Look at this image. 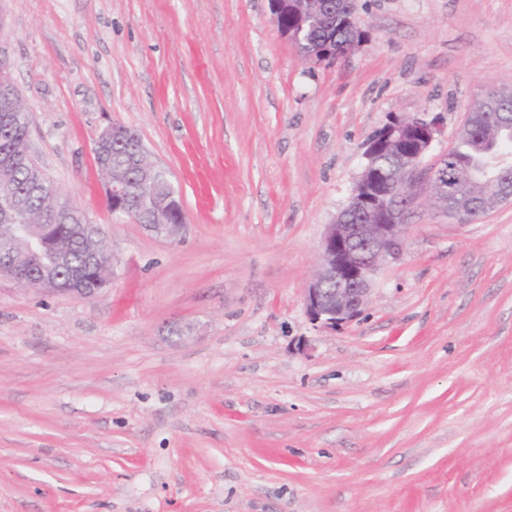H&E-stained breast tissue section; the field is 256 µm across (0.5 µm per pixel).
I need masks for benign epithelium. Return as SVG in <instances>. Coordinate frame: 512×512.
<instances>
[{
	"mask_svg": "<svg viewBox=\"0 0 512 512\" xmlns=\"http://www.w3.org/2000/svg\"><path fill=\"white\" fill-rule=\"evenodd\" d=\"M352 47L345 44L337 49L326 48L321 54L311 53L307 60L319 64L329 59L347 56ZM439 116L402 115L386 125L385 132L377 141L379 149H394L402 141L413 138V150L401 155L400 167L384 183L373 176L372 152L365 153L367 163L359 177L348 205L337 215L319 243L321 266L303 292V301L310 320L323 328L334 329L350 323L362 312L376 275L382 266L395 262L402 255V238L408 228L411 207L420 195L435 209L469 221L470 213L464 203L448 193L440 181V169L444 160L426 166L425 154L432 143L443 133ZM124 132L115 125L106 127L98 136L95 152L101 162H106L112 141L120 139ZM127 195L122 183L105 186L107 205L120 209L119 202ZM363 212L360 224L345 223V214ZM22 229L17 224L0 225V254L18 263L23 258L19 241ZM25 287L66 292L68 288L59 282L49 283L36 277L19 278Z\"/></svg>",
	"mask_w": 512,
	"mask_h": 512,
	"instance_id": "7a95c632",
	"label": "benign epithelium"
}]
</instances>
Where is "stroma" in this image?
Here are the masks:
<instances>
[{"label":"stroma","instance_id":"stroma-1","mask_svg":"<svg viewBox=\"0 0 512 512\" xmlns=\"http://www.w3.org/2000/svg\"><path fill=\"white\" fill-rule=\"evenodd\" d=\"M45 176L104 227L86 297L0 277V512H512V203L418 201L354 321L303 290L373 135L512 90V0H357L305 59L269 0H0ZM179 192L172 240L118 218L101 130ZM290 1H293L295 5L298 3V10L303 16L310 15L312 13L311 6L313 8V12L315 14L318 13L320 10L319 4L323 5L325 3L331 4L336 12L335 17L329 14L322 16V22L319 21L316 16V23L313 25L309 33V50L313 52L324 48L326 44L327 46L325 48L326 52L320 53L319 55H317L316 52H313L306 57L307 60L313 64H319L328 61L329 59L344 58L352 49L359 45L354 43L352 46H349L346 43H351L355 39H357L358 42H361L366 37L365 30H363L360 25L358 27L351 21H357L354 15L356 12L354 0H313L310 1L312 2L311 6L309 5L308 0H301L300 2L295 0ZM334 18L336 26L332 30H327L323 26V23L331 26ZM328 41H331V45L336 44V47L338 44L345 45L340 46L337 49H331L328 47Z\"/></svg>","mask_w":512,"mask_h":512}]
</instances>
